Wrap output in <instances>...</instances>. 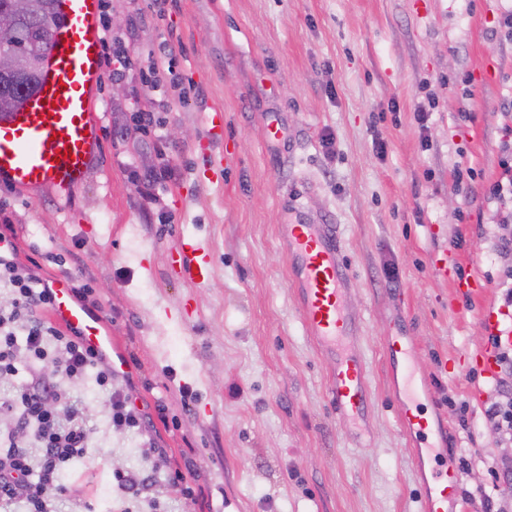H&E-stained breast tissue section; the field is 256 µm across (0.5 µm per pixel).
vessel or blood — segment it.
<instances>
[{"mask_svg": "<svg viewBox=\"0 0 512 512\" xmlns=\"http://www.w3.org/2000/svg\"><path fill=\"white\" fill-rule=\"evenodd\" d=\"M98 11L99 0H59V23L52 32L40 89L19 111L0 118L1 184L32 193L51 190L65 197L84 183L94 166L100 126L93 105L106 78ZM281 230L288 241L292 281L300 293L306 331L335 360L332 403L343 415L366 419L367 375L353 350L357 326L346 304L350 276L336 227L302 218ZM207 252V245L199 241L179 246L180 276L203 284L208 278ZM51 294V314L57 322L96 350L111 348L101 320L75 299L71 278H55ZM385 352L398 365L409 360L412 349L405 337L395 335L386 338ZM403 385L406 396L399 417L404 428L416 437H434L430 420L416 409L423 383L408 376ZM453 486V471L433 466L421 512H448Z\"/></svg>", "mask_w": 512, "mask_h": 512, "instance_id": "obj_1", "label": "vessel or blood"}]
</instances>
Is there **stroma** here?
<instances>
[{"instance_id":"1","label":"stroma","mask_w":512,"mask_h":512,"mask_svg":"<svg viewBox=\"0 0 512 512\" xmlns=\"http://www.w3.org/2000/svg\"><path fill=\"white\" fill-rule=\"evenodd\" d=\"M503 7L167 0L159 19L154 0H100L112 78L94 105L99 162L65 203L0 185L17 260L93 288L146 418L140 432L111 430L101 394L79 388L94 467L71 472L84 494L62 512H105L110 471L139 472L149 446L164 512H420L417 441L401 425L384 349L398 331L427 383L457 508L482 512V486L512 512V490L495 475L512 445L485 417L512 375L484 377L475 362L490 345L483 308L502 306L512 281L484 197L512 129L501 113L512 100V38L496 31ZM160 49L168 72L132 94L118 76L125 59ZM428 96L436 105L421 124L414 108ZM216 109L233 152L219 167L206 120ZM167 168L174 179L145 188V174ZM299 208L338 226L367 366L365 425L336 413L333 360L305 330L279 232ZM189 238L209 246L211 274L196 287L175 271L174 250ZM138 248L148 251L143 269L131 259ZM466 282L477 294L460 292ZM178 470L193 472L194 498L165 482Z\"/></svg>"}]
</instances>
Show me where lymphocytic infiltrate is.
Segmentation results:
<instances>
[{
  "label": "lymphocytic infiltrate",
  "mask_w": 512,
  "mask_h": 512,
  "mask_svg": "<svg viewBox=\"0 0 512 512\" xmlns=\"http://www.w3.org/2000/svg\"><path fill=\"white\" fill-rule=\"evenodd\" d=\"M502 176L489 189L499 224L512 223V139L498 145ZM0 288L10 303L0 308V379L13 381L0 397V512H57L64 499H78L62 475L88 463L87 421L75 391L93 379L105 396L111 426L141 430L143 417L114 386L104 357L81 336L47 319L48 285L25 265L0 254Z\"/></svg>",
  "instance_id": "1"
}]
</instances>
